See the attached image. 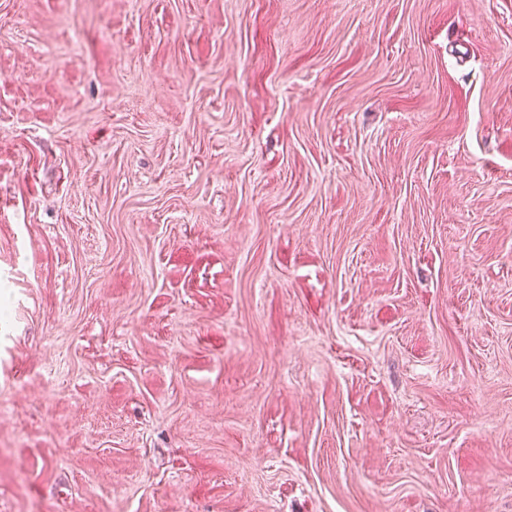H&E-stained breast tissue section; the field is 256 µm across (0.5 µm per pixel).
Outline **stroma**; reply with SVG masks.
Listing matches in <instances>:
<instances>
[{
	"label": "stroma",
	"instance_id": "35a3bbf8",
	"mask_svg": "<svg viewBox=\"0 0 512 512\" xmlns=\"http://www.w3.org/2000/svg\"><path fill=\"white\" fill-rule=\"evenodd\" d=\"M0 512H512V0H0Z\"/></svg>",
	"mask_w": 512,
	"mask_h": 512
}]
</instances>
